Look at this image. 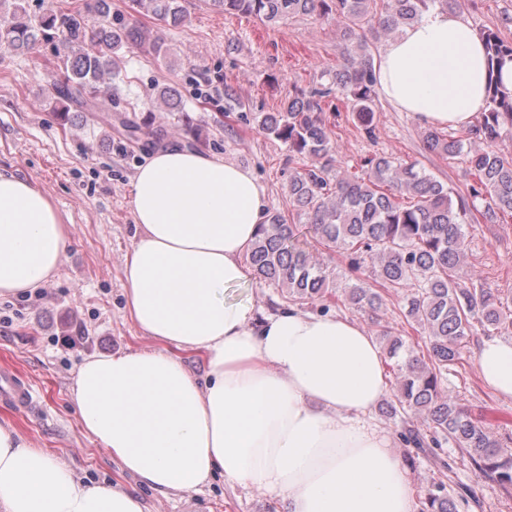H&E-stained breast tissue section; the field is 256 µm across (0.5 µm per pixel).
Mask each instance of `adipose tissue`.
I'll use <instances>...</instances> for the list:
<instances>
[{
  "label": "adipose tissue",
  "mask_w": 512,
  "mask_h": 512,
  "mask_svg": "<svg viewBox=\"0 0 512 512\" xmlns=\"http://www.w3.org/2000/svg\"><path fill=\"white\" fill-rule=\"evenodd\" d=\"M488 58L462 15L424 13L380 51L382 97L423 124L469 129L487 103ZM136 236L125 257V312L152 344L79 367L78 418L138 483L189 493L214 476L271 493L285 512H416L409 471L371 414L389 391L385 358L342 313L297 307L257 317L228 289L267 215L254 173L170 146L132 180ZM72 240L54 200L0 170V298L35 291ZM194 352L204 375L188 367ZM481 381L512 400V342L482 340ZM0 512H146L119 486L91 485L0 425Z\"/></svg>",
  "instance_id": "ef3b65f1"
}]
</instances>
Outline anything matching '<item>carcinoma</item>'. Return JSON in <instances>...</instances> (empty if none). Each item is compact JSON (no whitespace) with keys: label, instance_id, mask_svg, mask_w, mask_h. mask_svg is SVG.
Segmentation results:
<instances>
[{"label":"carcinoma","instance_id":"carcinoma-1","mask_svg":"<svg viewBox=\"0 0 512 512\" xmlns=\"http://www.w3.org/2000/svg\"><path fill=\"white\" fill-rule=\"evenodd\" d=\"M0 0V45L14 51L38 42L53 46L61 78L50 83L60 104L58 120L67 123L71 108L108 129L117 127L130 144L156 145L163 125L141 122L105 108L112 98V78L119 73L117 52L136 49L148 55L163 51L136 20L148 16L160 25L177 27L185 17L182 0H128L112 11L109 0L30 15ZM218 11L246 15L263 24L315 15L336 22L346 39L344 65L331 82L296 91L280 112L255 117L267 134L288 145V164L299 171L288 187V205L305 219L312 240L300 238L297 225L280 212L267 215L249 251V263L260 279L282 288L288 303H314L327 295L328 275L314 253L338 250L348 266L359 270L375 264L370 281L345 289V300L358 311L378 315L385 297L401 303L408 325L426 333L425 353L408 354L385 413L422 416L426 433L411 425L406 445L419 451L441 448L451 440L465 450L483 475L507 492L512 489V435L497 438L473 420L444 389L448 367L457 366L471 327L478 323L489 336L512 333V296L467 285L459 270L468 246L467 225L512 222V154L499 148L503 133L512 134V97L499 95L489 70L488 106L466 132L426 127L429 152L462 166L469 182L467 197L452 202L448 185L414 165L375 154L360 159V174L341 171L339 137L320 118L321 100L336 97V107L349 110L357 130L375 135L376 79L369 40L397 35L423 13L453 10L457 0H210ZM491 65L512 60V42L498 32L482 34ZM156 97L167 112H180L175 88L165 86ZM483 201L478 209L475 200ZM384 351L391 357L406 344L402 331L377 324ZM459 498L434 482L420 500V512H458Z\"/></svg>","mask_w":512,"mask_h":512}]
</instances>
